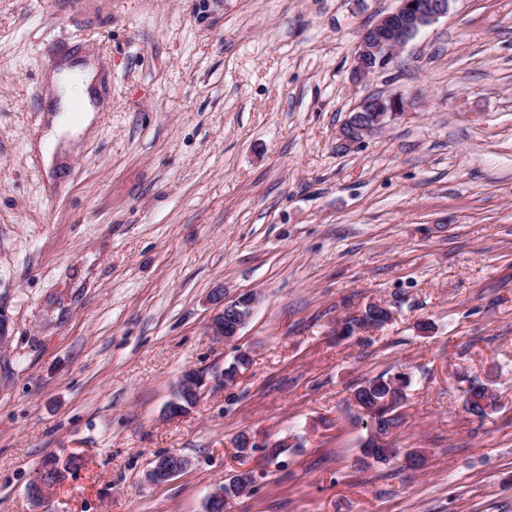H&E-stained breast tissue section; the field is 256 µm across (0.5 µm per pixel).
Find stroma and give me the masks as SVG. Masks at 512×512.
Masks as SVG:
<instances>
[{"instance_id":"stroma-1","label":"stroma","mask_w":512,"mask_h":512,"mask_svg":"<svg viewBox=\"0 0 512 512\" xmlns=\"http://www.w3.org/2000/svg\"><path fill=\"white\" fill-rule=\"evenodd\" d=\"M397 5L0 0V512H205L240 468L260 478L226 512H512V0H451L353 81L361 29ZM77 63L92 131L48 171L52 77ZM393 92L414 108L337 151ZM246 292L215 339L218 296ZM373 302L390 322L336 338ZM240 349L234 385L166 416L185 371ZM398 372L400 453L377 463L351 395ZM476 380L501 398L482 419ZM242 432L292 448L240 459ZM171 452L190 468L149 484ZM411 105V101L397 93L380 98H365L339 128L336 137L337 148L345 152L358 148L366 138L380 132ZM238 304L243 305L246 310L239 309ZM256 305L257 297L254 293L232 300L224 299L222 308L213 315L209 323L211 335L225 342L233 340L253 315ZM491 390L490 399L487 400V391ZM468 397L465 400L466 411L476 417L485 418L490 412L498 408V396L490 388L484 385H473L467 392ZM482 401L487 402L485 405ZM490 411V412H489Z\"/></svg>"}]
</instances>
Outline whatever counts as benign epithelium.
I'll use <instances>...</instances> for the list:
<instances>
[{"mask_svg": "<svg viewBox=\"0 0 512 512\" xmlns=\"http://www.w3.org/2000/svg\"><path fill=\"white\" fill-rule=\"evenodd\" d=\"M449 2L399 0L394 11L376 17L360 32L353 66L356 77L362 79L385 69L420 30L448 15ZM410 106L411 102L397 93L362 100L339 128L337 148L347 152L361 146L365 139L380 132ZM256 305L257 297L253 293L224 301L209 323L211 335L226 342L233 340L253 315ZM213 383L224 384V372L186 371L174 399L166 407V414L177 417L188 413ZM190 466L189 458L168 453L153 461L147 479L156 485L164 484Z\"/></svg>", "mask_w": 512, "mask_h": 512, "instance_id": "1", "label": "benign epithelium"}]
</instances>
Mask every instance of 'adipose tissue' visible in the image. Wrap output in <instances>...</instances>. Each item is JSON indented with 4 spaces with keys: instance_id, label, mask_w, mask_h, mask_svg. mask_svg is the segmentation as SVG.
<instances>
[{
    "instance_id": "1",
    "label": "adipose tissue",
    "mask_w": 512,
    "mask_h": 512,
    "mask_svg": "<svg viewBox=\"0 0 512 512\" xmlns=\"http://www.w3.org/2000/svg\"><path fill=\"white\" fill-rule=\"evenodd\" d=\"M55 89L60 97L63 114L57 118L52 130L45 137L43 157L47 160L51 159L61 135L78 139L89 132L94 119V107L88 86L81 81L79 74L60 75L55 82Z\"/></svg>"
}]
</instances>
